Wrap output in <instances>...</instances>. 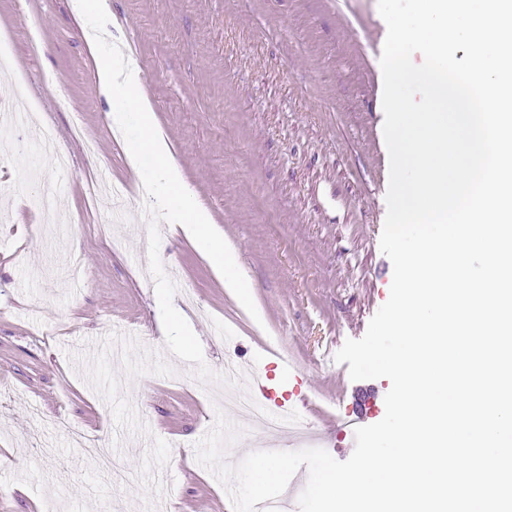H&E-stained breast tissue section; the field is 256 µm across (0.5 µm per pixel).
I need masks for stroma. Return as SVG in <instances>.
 <instances>
[{"mask_svg":"<svg viewBox=\"0 0 512 512\" xmlns=\"http://www.w3.org/2000/svg\"><path fill=\"white\" fill-rule=\"evenodd\" d=\"M104 0L114 43L139 58L185 182L238 252L257 315L203 250L159 223L176 309L208 368L264 367L276 398L309 405L318 446L347 460L360 425L385 414L387 379L326 363L388 300L380 250L389 154L378 0ZM0 89L27 113L0 140V512H224L225 489L195 457L222 407L165 346L148 271L145 191L111 95L95 78L69 0H0ZM126 188L121 220L91 199ZM51 206L35 207L34 198ZM114 448L127 493L55 429V416Z\"/></svg>","mask_w":512,"mask_h":512,"instance_id":"obj_1","label":"stroma"}]
</instances>
